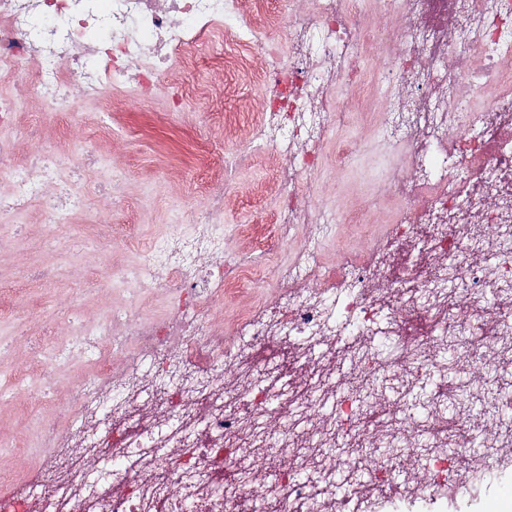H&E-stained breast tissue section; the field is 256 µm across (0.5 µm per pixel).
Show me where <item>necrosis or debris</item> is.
<instances>
[{
    "mask_svg": "<svg viewBox=\"0 0 512 512\" xmlns=\"http://www.w3.org/2000/svg\"><path fill=\"white\" fill-rule=\"evenodd\" d=\"M282 0L270 11L253 0H0V76L44 102L43 122L70 99L111 108V91L151 98L174 65L206 54L215 34L244 44L247 57L217 58L230 77L265 88L256 129L285 155L275 194L272 235L253 228L257 247L279 252L303 241L294 265L256 267L224 251V198L232 185L216 160L223 149L210 124L199 136V164L213 175L188 224L171 225L128 279L166 297L174 316L140 322L131 305L87 318L76 289L51 315L66 334L33 344L28 317L13 322L26 364L0 368V393L24 384L35 393L36 424L54 446L52 489L25 500L0 497V512H252L262 494L275 512H341L326 449L360 465L372 484L390 470L369 441L426 439L412 457L435 467L411 479L403 504L437 501L448 483L462 489L502 478L512 459V385L472 392L485 405L480 423L449 416L469 371L512 369V0ZM285 31L284 40L271 32ZM384 65L370 71L368 47ZM386 86L376 108L370 86ZM374 116L384 135L406 145L407 179H391L398 202L385 244L374 257L323 265L311 249L329 225L361 224V214L326 205L312 187L327 133L350 104ZM11 95H0V244L22 234L36 211L44 241L64 245L60 225L87 211L89 197L112 199L102 174L107 126L83 131L78 149L42 142L40 124H23ZM262 282L283 288L279 301L237 317L236 336L214 329L225 293ZM429 320L425 335L399 359L382 355L410 316ZM137 326L133 343L113 353L112 326ZM282 340L291 370L267 366L260 350ZM91 353L93 367L58 399L57 373L69 353ZM161 383L142 372V355ZM350 357L354 390L336 379ZM481 441L485 456L452 467L448 451ZM293 471L279 469V460ZM107 469L92 479L88 463ZM269 471L255 489L257 467Z\"/></svg>",
    "mask_w": 512,
    "mask_h": 512,
    "instance_id": "necrosis-or-debris-1",
    "label": "necrosis or debris"
}]
</instances>
